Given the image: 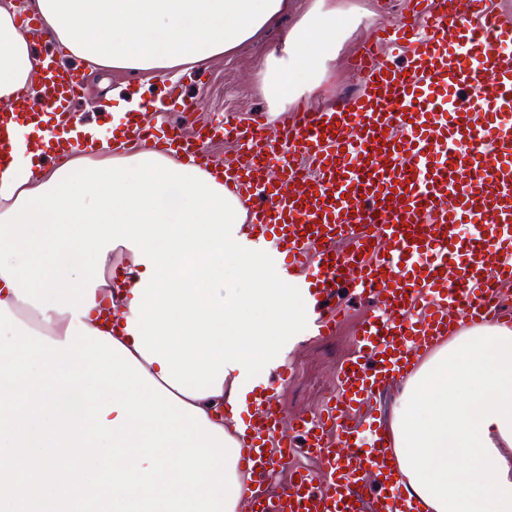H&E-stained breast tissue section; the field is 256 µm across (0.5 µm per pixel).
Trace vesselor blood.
<instances>
[{
    "mask_svg": "<svg viewBox=\"0 0 512 512\" xmlns=\"http://www.w3.org/2000/svg\"><path fill=\"white\" fill-rule=\"evenodd\" d=\"M383 46L403 51L402 61L380 58ZM352 66L364 79L360 93L294 108L273 128L227 112L186 135L198 105L174 86L181 122L157 135L133 114L114 142L124 152L149 144L207 169L216 166L213 141L235 144L224 186L249 205L242 245L266 252L283 281L309 294L305 335L334 334L344 317L340 284L374 301L316 416L286 420L271 391L256 400L239 458L252 480L251 512H423L389 464L382 419L364 434L354 418L403 381L451 323L497 321L496 299L512 283V21L487 0H409ZM78 87L51 56L36 93L0 109V174L22 125L47 133L55 158L85 151L89 137L50 125L70 113ZM39 135L27 149H38ZM296 455L316 458L317 468L292 465ZM283 471L287 481L275 485Z\"/></svg>",
    "mask_w": 512,
    "mask_h": 512,
    "instance_id": "1",
    "label": "vessel or blood"
}]
</instances>
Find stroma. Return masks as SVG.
I'll return each mask as SVG.
<instances>
[{"mask_svg": "<svg viewBox=\"0 0 512 512\" xmlns=\"http://www.w3.org/2000/svg\"><path fill=\"white\" fill-rule=\"evenodd\" d=\"M338 11L349 13L354 26L336 50V57L327 64V75L319 87L302 89L308 101L328 105L343 100L362 87L361 78L348 66L349 58L359 52L370 39L376 26L388 16L405 12V0H390V13H383L379 0H332ZM287 12L250 42L233 53L211 59L200 69L189 70L181 81L187 95L198 98L201 109L194 122L186 124V133H194L198 124L215 112L232 110L242 115L262 114L276 121L263 88L266 59L282 51L286 34L307 12L312 0H288ZM165 81L161 76L132 71L111 70L88 73L84 88L76 103L75 113L86 117L89 111L111 113L106 130L120 135L122 113L137 99L159 100ZM341 304L349 312V320L334 336L309 338L296 336L286 356V362L296 373L288 383L278 388L279 398L287 415L313 414L320 410L326 398L336 390V370L350 351L354 323L364 313L366 297L343 291Z\"/></svg>", "mask_w": 512, "mask_h": 512, "instance_id": "obj_1", "label": "stroma"}]
</instances>
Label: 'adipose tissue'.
Segmentation results:
<instances>
[{"mask_svg":"<svg viewBox=\"0 0 512 512\" xmlns=\"http://www.w3.org/2000/svg\"><path fill=\"white\" fill-rule=\"evenodd\" d=\"M287 6V0H0V105L31 89L42 62L32 37L18 24L21 8L37 12L48 33L78 60L99 68L152 72L177 79L191 67L234 51ZM350 15L315 4L286 39L282 56H269L265 90L274 110L285 108L300 84L319 86L326 64L351 27ZM17 129L15 174L0 178V214L19 194L48 182L36 154ZM114 253L95 303L82 321L95 333L135 352L127 331L133 291L147 270L131 264L113 285ZM26 326L64 341L71 313L40 312L18 300L0 277V302ZM238 370H226L219 392L190 399L214 426L243 422L231 405ZM392 451L406 493L427 512H512V327H463L420 361L394 402L388 425Z\"/></svg>","mask_w":512,"mask_h":512,"instance_id":"obj_1","label":"adipose tissue"}]
</instances>
